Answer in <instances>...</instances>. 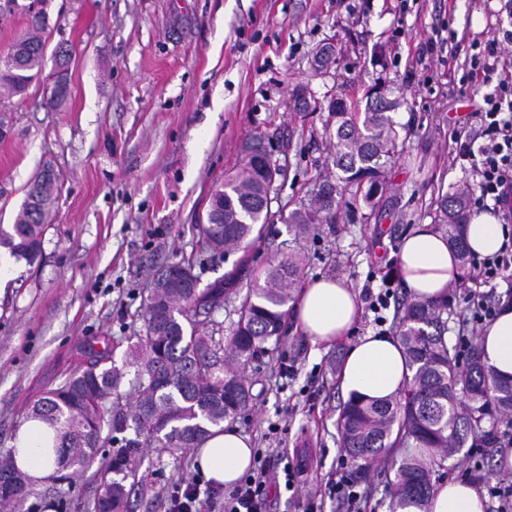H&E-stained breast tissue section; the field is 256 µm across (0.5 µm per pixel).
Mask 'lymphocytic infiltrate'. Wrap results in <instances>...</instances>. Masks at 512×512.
Masks as SVG:
<instances>
[{
	"mask_svg": "<svg viewBox=\"0 0 512 512\" xmlns=\"http://www.w3.org/2000/svg\"><path fill=\"white\" fill-rule=\"evenodd\" d=\"M469 66L467 82L491 81L495 87L484 94L474 114L478 138L455 136V157L468 162L478 179L474 207L512 216V30L474 44ZM508 279H512V239L494 256L474 263L470 271L471 282L489 288ZM285 455L282 448L257 452L253 469L224 500L214 490H202L201 477L183 479L170 498L169 512H202L206 504L222 506L224 512H269L272 487L282 484L292 492L302 488L300 467Z\"/></svg>",
	"mask_w": 512,
	"mask_h": 512,
	"instance_id": "lymphocytic-infiltrate-1",
	"label": "lymphocytic infiltrate"
}]
</instances>
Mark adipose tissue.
<instances>
[{"label":"adipose tissue","instance_id":"adipose-tissue-1","mask_svg":"<svg viewBox=\"0 0 512 512\" xmlns=\"http://www.w3.org/2000/svg\"><path fill=\"white\" fill-rule=\"evenodd\" d=\"M494 213L474 214L463 229L472 254L493 256L508 232ZM398 273L412 298H446L450 284L460 278L459 261L448 237L427 224H418L402 238ZM361 314V303L345 279L322 276L308 283L295 306L297 325L313 342L330 344L349 335ZM482 361L497 374L512 376V303L502 304L478 338ZM410 376L399 342L387 335L369 333L349 348L340 374V387L348 398L382 400L398 396ZM12 450L18 466L32 482L52 480L57 471L54 433L29 421L17 432ZM193 464L207 481L234 485L249 469L253 445L248 436L228 429L207 438L192 451ZM429 512H485V499L466 481L440 482L429 500Z\"/></svg>","mask_w":512,"mask_h":512}]
</instances>
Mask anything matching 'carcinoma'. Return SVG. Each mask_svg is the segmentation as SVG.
I'll use <instances>...</instances> for the list:
<instances>
[{"mask_svg":"<svg viewBox=\"0 0 512 512\" xmlns=\"http://www.w3.org/2000/svg\"><path fill=\"white\" fill-rule=\"evenodd\" d=\"M46 16L29 19L28 31L0 55V87L20 94L43 69ZM66 77L54 80L47 104L67 94ZM399 107L388 94L367 95L364 108L343 98L331 101L336 119L333 165L336 180L326 179L308 207L288 215L301 235L310 233L341 203L340 189L380 185L384 166L398 151L390 113ZM262 144L248 147L242 166L212 196L221 200L214 219L198 225L208 249L229 255L260 239L273 218L274 190L255 161ZM55 202V180L40 175L28 186L11 230L0 227V246L30 266L43 258V232ZM470 191L459 187L439 202V221L460 262L469 272L463 226L470 213ZM240 259L224 278L204 287L194 262L184 259L163 267L145 304L144 329L128 337L121 363L106 348L82 371L33 403L28 418L55 431L60 468H89L99 450L115 447L98 468L100 483L93 512H125L137 461L146 448L171 455L197 448L210 430L245 411L252 400L245 369L268 340L279 338L288 315L290 288L303 259L288 256L260 274L263 283L241 292ZM237 303L229 335L211 318L227 303ZM448 301L409 300L401 308L397 339L411 377L404 391L385 403L350 399L338 421L340 443L355 473L368 476L380 459L401 449L404 456L392 481L390 512H427L435 475L458 453L467 436L471 447L493 448L494 432L486 419L512 422V378L504 379L482 363L478 346H448ZM29 478L11 451L0 452V512H17L29 494Z\"/></svg>","mask_w":512,"mask_h":512,"instance_id":"carcinoma-1","label":"carcinoma"}]
</instances>
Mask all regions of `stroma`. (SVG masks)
<instances>
[{
	"mask_svg": "<svg viewBox=\"0 0 512 512\" xmlns=\"http://www.w3.org/2000/svg\"><path fill=\"white\" fill-rule=\"evenodd\" d=\"M48 18L45 66L24 94L8 101L11 134L0 140V225L10 226L27 185L51 167L58 196L32 267L0 248V451H7L28 407L144 324V301L157 269L193 259L202 284L231 270L237 254L211 258L197 226L210 190L262 139L283 174L271 202L274 219L252 249L245 281L272 261L304 258L299 285L345 278L358 293L398 277V248L415 225L437 224L436 201L474 184L457 161L453 133L481 93L460 95L471 45L491 39L506 19L502 0H43ZM436 40L433 53L418 49ZM334 45L336 64L314 71L316 53ZM64 46L68 95L46 104ZM374 87L392 89L401 152L388 164L372 201L341 206L307 236L283 215L307 205L332 169L336 127L326 107L343 97L365 104ZM306 90L321 105L295 109ZM396 308L376 323L363 309L352 335L316 344L287 319L246 368L253 400L227 427L254 447L287 449L307 467V494L274 492L270 512H336L339 375L355 338L395 335ZM295 365L293 376L279 365ZM130 512H168L190 454L149 448ZM94 469L69 468L33 486L20 512H91Z\"/></svg>",
	"mask_w": 512,
	"mask_h": 512,
	"instance_id": "35a3bbf8",
	"label": "stroma"
}]
</instances>
